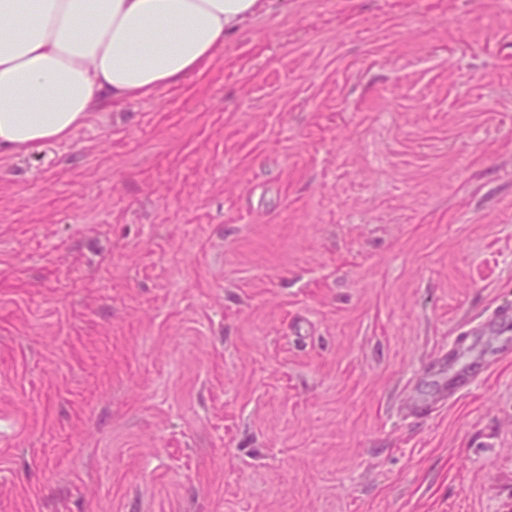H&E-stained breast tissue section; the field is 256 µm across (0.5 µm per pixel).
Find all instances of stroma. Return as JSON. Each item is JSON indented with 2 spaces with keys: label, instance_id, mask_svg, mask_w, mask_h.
<instances>
[{
  "label": "stroma",
  "instance_id": "stroma-1",
  "mask_svg": "<svg viewBox=\"0 0 512 512\" xmlns=\"http://www.w3.org/2000/svg\"><path fill=\"white\" fill-rule=\"evenodd\" d=\"M0 512H512V0H267L1 155Z\"/></svg>",
  "mask_w": 512,
  "mask_h": 512
}]
</instances>
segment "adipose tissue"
<instances>
[{
  "instance_id": "obj_1",
  "label": "adipose tissue",
  "mask_w": 512,
  "mask_h": 512,
  "mask_svg": "<svg viewBox=\"0 0 512 512\" xmlns=\"http://www.w3.org/2000/svg\"><path fill=\"white\" fill-rule=\"evenodd\" d=\"M263 0H0V155L62 142L92 113L176 87Z\"/></svg>"
}]
</instances>
